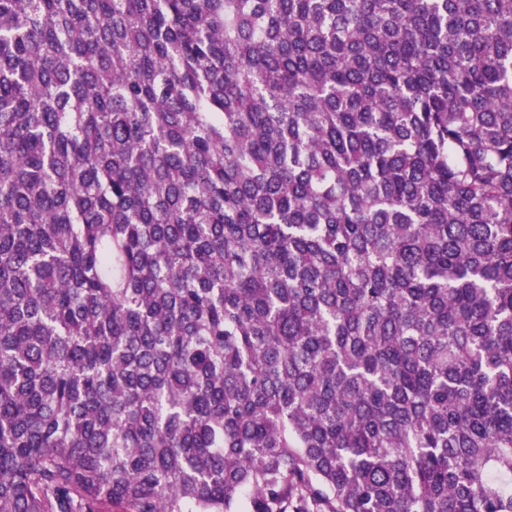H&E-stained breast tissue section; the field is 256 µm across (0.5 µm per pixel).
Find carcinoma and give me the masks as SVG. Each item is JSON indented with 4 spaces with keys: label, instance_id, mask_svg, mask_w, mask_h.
<instances>
[{
    "label": "carcinoma",
    "instance_id": "cac0c4a2",
    "mask_svg": "<svg viewBox=\"0 0 512 512\" xmlns=\"http://www.w3.org/2000/svg\"><path fill=\"white\" fill-rule=\"evenodd\" d=\"M512 0H0V512H512Z\"/></svg>",
    "mask_w": 512,
    "mask_h": 512
}]
</instances>
